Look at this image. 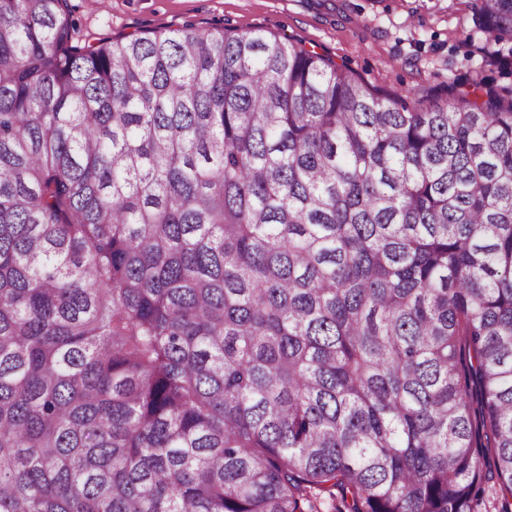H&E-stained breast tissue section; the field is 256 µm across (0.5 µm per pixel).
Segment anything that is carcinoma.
Segmentation results:
<instances>
[{
	"label": "carcinoma",
	"instance_id": "1",
	"mask_svg": "<svg viewBox=\"0 0 512 512\" xmlns=\"http://www.w3.org/2000/svg\"><path fill=\"white\" fill-rule=\"evenodd\" d=\"M487 467L512 512V90L0 0V512H474Z\"/></svg>",
	"mask_w": 512,
	"mask_h": 512
}]
</instances>
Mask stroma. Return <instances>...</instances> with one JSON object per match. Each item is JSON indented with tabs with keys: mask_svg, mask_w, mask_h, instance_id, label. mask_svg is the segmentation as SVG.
<instances>
[{
	"mask_svg": "<svg viewBox=\"0 0 512 512\" xmlns=\"http://www.w3.org/2000/svg\"><path fill=\"white\" fill-rule=\"evenodd\" d=\"M80 37L142 36L192 24L263 28L329 57L368 84L416 98L454 82L512 88L485 62L473 0H69Z\"/></svg>",
	"mask_w": 512,
	"mask_h": 512,
	"instance_id": "1",
	"label": "stroma"
}]
</instances>
